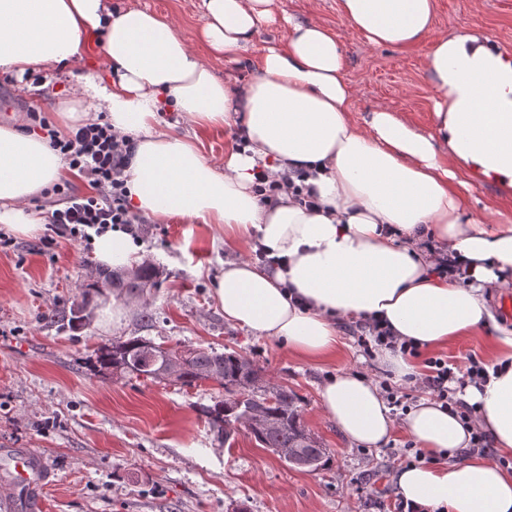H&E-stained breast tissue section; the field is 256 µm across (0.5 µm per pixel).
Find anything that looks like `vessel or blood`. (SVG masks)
I'll list each match as a JSON object with an SVG mask.
<instances>
[{
  "mask_svg": "<svg viewBox=\"0 0 512 512\" xmlns=\"http://www.w3.org/2000/svg\"><path fill=\"white\" fill-rule=\"evenodd\" d=\"M51 463L31 448H0V486L11 495L14 512H42Z\"/></svg>",
  "mask_w": 512,
  "mask_h": 512,
  "instance_id": "1",
  "label": "vessel or blood"
}]
</instances>
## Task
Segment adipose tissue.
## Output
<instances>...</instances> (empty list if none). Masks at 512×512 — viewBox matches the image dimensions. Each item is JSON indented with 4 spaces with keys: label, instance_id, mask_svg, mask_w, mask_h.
I'll return each mask as SVG.
<instances>
[{
    "label": "adipose tissue",
    "instance_id": "obj_1",
    "mask_svg": "<svg viewBox=\"0 0 512 512\" xmlns=\"http://www.w3.org/2000/svg\"><path fill=\"white\" fill-rule=\"evenodd\" d=\"M273 0H202L197 42L238 63ZM436 0H338L350 28L374 46L430 40L426 72L437 92L430 129L412 126L386 105L353 117L339 43L312 21L289 23L280 41L259 48L258 64L236 98L202 64L174 25L142 8L109 0H0V70L16 76L64 71L93 90L115 130L134 141L125 169L131 207L165 223L214 224L228 247L259 242L282 265L228 261L215 297L227 323L284 341L293 353L335 354L339 324L375 318L419 348L486 336L492 376L462 398L477 408L464 423L423 397L404 428L426 456L400 471L399 493L413 512H512V469L475 455L443 461L485 432L512 457V328L499 324L484 294L512 288V218L474 216L471 192L493 185L512 197V59L483 29L435 30ZM104 55L105 78L85 74ZM204 129L239 127L243 146L223 165L199 139L165 131V113ZM308 173L315 206L288 192L262 206L254 192L263 171ZM44 136L0 127V224L22 236L44 221L30 199L64 175ZM456 258L438 274L430 248ZM109 268L143 262L130 234L95 239ZM324 412L352 444L376 448L397 423L379 386L344 370L319 389Z\"/></svg>",
    "mask_w": 512,
    "mask_h": 512
}]
</instances>
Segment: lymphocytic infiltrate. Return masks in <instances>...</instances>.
Masks as SVG:
<instances>
[{"label": "lymphocytic infiltrate", "instance_id": "lymphocytic-infiltrate-1", "mask_svg": "<svg viewBox=\"0 0 512 512\" xmlns=\"http://www.w3.org/2000/svg\"><path fill=\"white\" fill-rule=\"evenodd\" d=\"M46 135L50 147L89 186L88 192L66 195L62 207L51 211L50 226L73 236L84 228L99 233L114 228L135 233L142 218L127 205L124 178L133 150L130 137L114 131L101 118L66 136L51 128ZM488 380V371L477 358L458 365L438 356L426 359L423 372L411 378L414 387L429 394L443 410L466 421L473 419L476 408L462 401L460 392L470 385L484 387Z\"/></svg>", "mask_w": 512, "mask_h": 512}]
</instances>
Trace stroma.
Masks as SVG:
<instances>
[{
    "label": "stroma",
    "mask_w": 512,
    "mask_h": 512,
    "mask_svg": "<svg viewBox=\"0 0 512 512\" xmlns=\"http://www.w3.org/2000/svg\"><path fill=\"white\" fill-rule=\"evenodd\" d=\"M112 3L150 9L188 38L203 22L201 0ZM273 9L276 22L260 28L250 57L279 36L285 18L319 23L341 46L357 111L382 103L430 128L428 43L371 46L341 19L337 0H275ZM475 24L512 52V0H484L478 12L473 0H436V29ZM75 91L59 72L33 89L0 71V124L32 131L34 111L55 125L56 108ZM0 235V448H32L50 459L46 512H395V476L408 464L409 435L399 427L381 447L351 444L319 399L321 385L345 368L391 380L357 346L358 322L343 324L341 350L327 361L298 358L282 343L225 322L216 276L225 261L254 260V245L226 248L219 228L178 219L142 225L135 243L160 266V287L136 299L111 293L88 301L83 289L100 271L93 245L53 236L46 226L22 236L0 224ZM64 306L86 307L80 329L49 320ZM147 314L153 326H144ZM137 336L169 349L235 351L265 369L271 384L296 392L307 429L326 450L325 465L291 466L243 428L218 440L200 412L223 395L213 382L187 387L93 371L97 348Z\"/></svg>",
    "instance_id": "obj_1"
}]
</instances>
